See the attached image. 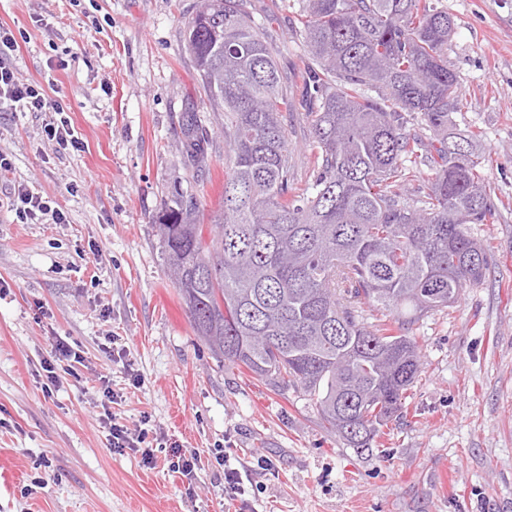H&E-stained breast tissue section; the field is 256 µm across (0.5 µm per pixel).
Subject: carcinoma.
<instances>
[{
    "label": "carcinoma",
    "mask_w": 512,
    "mask_h": 512,
    "mask_svg": "<svg viewBox=\"0 0 512 512\" xmlns=\"http://www.w3.org/2000/svg\"><path fill=\"white\" fill-rule=\"evenodd\" d=\"M297 35L314 179L298 190L282 113L292 100L246 0H201L185 39L213 109L224 113V198L204 238L193 192L155 220L195 334L217 360L301 389L326 430L353 448L382 434L420 370L411 325L482 283L489 249L471 225L497 208L448 67L455 24L429 0H306ZM418 114L437 142L407 129ZM187 151L206 130L186 117ZM431 172L422 205L402 197L406 163ZM368 305L391 321H365ZM262 333L267 346H251Z\"/></svg>",
    "instance_id": "obj_1"
}]
</instances>
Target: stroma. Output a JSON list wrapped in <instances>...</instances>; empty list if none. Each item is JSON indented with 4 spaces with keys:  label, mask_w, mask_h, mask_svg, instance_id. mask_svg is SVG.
<instances>
[{
    "label": "stroma",
    "mask_w": 512,
    "mask_h": 512,
    "mask_svg": "<svg viewBox=\"0 0 512 512\" xmlns=\"http://www.w3.org/2000/svg\"><path fill=\"white\" fill-rule=\"evenodd\" d=\"M433 2L455 22L456 124L478 134L499 209L473 232L494 261L413 326L420 371L403 413L360 452L301 391L219 363L168 276L154 223L165 190L200 185L209 220L224 193V115L185 41L199 0H0V28L20 36L11 68L70 105L84 144L57 154L43 115L0 105V512H512V0ZM304 3L247 2L294 102L282 123L300 186L313 179ZM191 112L207 131L196 156L176 148ZM20 186L66 223H15ZM60 339L83 363L51 389L43 363ZM108 409L158 441L153 465L112 452ZM173 445L196 457L193 478L170 469ZM228 467L247 473L244 495L225 493Z\"/></svg>",
    "instance_id": "obj_1"
}]
</instances>
